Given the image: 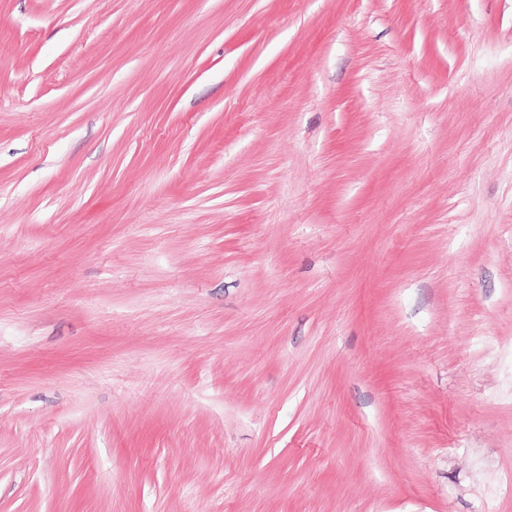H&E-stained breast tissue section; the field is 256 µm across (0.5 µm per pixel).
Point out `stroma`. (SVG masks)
Wrapping results in <instances>:
<instances>
[{"instance_id": "35a3bbf8", "label": "stroma", "mask_w": 512, "mask_h": 512, "mask_svg": "<svg viewBox=\"0 0 512 512\" xmlns=\"http://www.w3.org/2000/svg\"><path fill=\"white\" fill-rule=\"evenodd\" d=\"M0 512H512V0H0Z\"/></svg>"}]
</instances>
